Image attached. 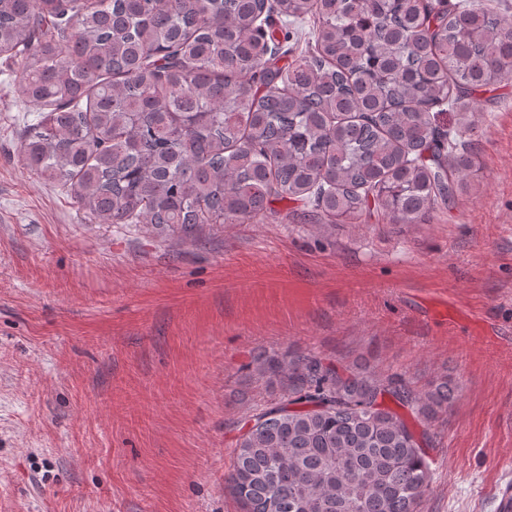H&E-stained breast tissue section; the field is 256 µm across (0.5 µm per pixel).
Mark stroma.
Masks as SVG:
<instances>
[{
  "label": "stroma",
  "mask_w": 512,
  "mask_h": 512,
  "mask_svg": "<svg viewBox=\"0 0 512 512\" xmlns=\"http://www.w3.org/2000/svg\"><path fill=\"white\" fill-rule=\"evenodd\" d=\"M466 189L418 224L300 202L160 237L97 224L19 157L35 109L0 58V512H239L235 441L284 387L261 354L353 362L455 400L419 512L512 487V79L476 92Z\"/></svg>",
  "instance_id": "1"
}]
</instances>
